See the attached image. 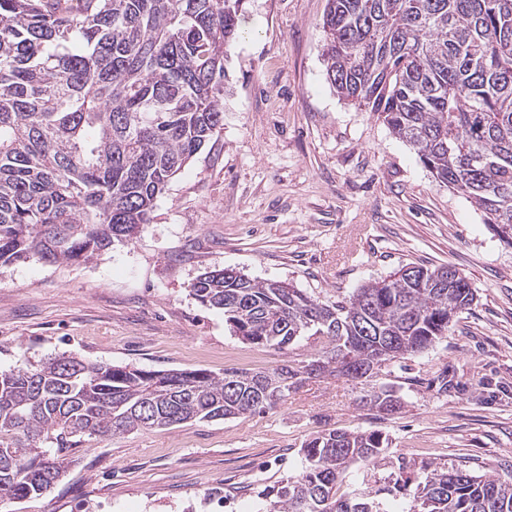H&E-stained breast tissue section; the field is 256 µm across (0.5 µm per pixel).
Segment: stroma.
Here are the masks:
<instances>
[{
	"instance_id": "1",
	"label": "stroma",
	"mask_w": 512,
	"mask_h": 512,
	"mask_svg": "<svg viewBox=\"0 0 512 512\" xmlns=\"http://www.w3.org/2000/svg\"><path fill=\"white\" fill-rule=\"evenodd\" d=\"M327 0H248L228 48L224 126L168 183L132 243L87 263L0 266V371L61 353L146 370L302 366L234 336L191 286L232 268L325 299L407 264H447L475 302L428 350L372 377L307 376L262 414L190 421L68 450L44 495L0 496V512H265L301 469L302 443L376 431L408 464L512 472V246L436 180L377 114L339 99L326 75ZM390 387L401 407H372Z\"/></svg>"
}]
</instances>
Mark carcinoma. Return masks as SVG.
Wrapping results in <instances>:
<instances>
[{
	"instance_id": "1",
	"label": "carcinoma",
	"mask_w": 512,
	"mask_h": 512,
	"mask_svg": "<svg viewBox=\"0 0 512 512\" xmlns=\"http://www.w3.org/2000/svg\"><path fill=\"white\" fill-rule=\"evenodd\" d=\"M246 0H0V264L36 256L87 262L151 223L158 197L222 129L224 57ZM326 75L337 95L375 112L441 183L512 239V0H328ZM450 266L405 265L327 304L233 269L191 292L234 335L282 350L322 340L303 369L349 377L420 353L447 335L475 291ZM301 369V370H303ZM290 365L143 370L73 355L0 371V493L41 496L85 440L264 412L252 398L301 382ZM370 403L400 407L385 390ZM299 474L266 512H512V474L410 466L380 433L307 439ZM384 465L388 485L339 493L346 470Z\"/></svg>"
}]
</instances>
